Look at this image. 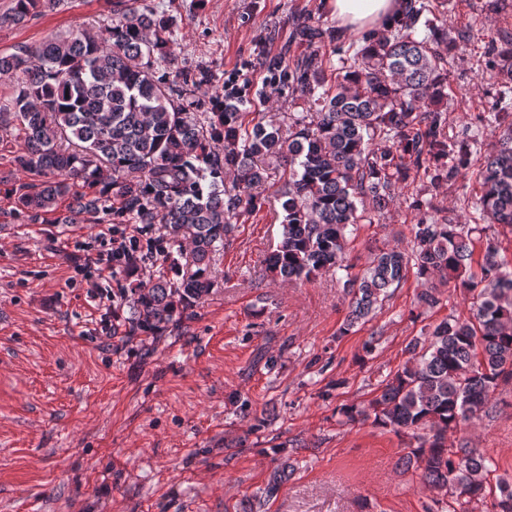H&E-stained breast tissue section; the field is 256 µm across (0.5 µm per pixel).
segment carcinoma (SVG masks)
Here are the masks:
<instances>
[{
  "label": "carcinoma",
  "mask_w": 512,
  "mask_h": 512,
  "mask_svg": "<svg viewBox=\"0 0 512 512\" xmlns=\"http://www.w3.org/2000/svg\"><path fill=\"white\" fill-rule=\"evenodd\" d=\"M63 2L13 0L0 24H24ZM111 2L107 26L0 53V78L13 89L0 108V133L21 140L14 164L38 177L15 188L17 216L36 223L55 213L54 223L77 224L99 214L147 231L159 224V252L185 259L176 280L160 275L145 283L129 274L122 297L133 331L160 336L177 324L176 314L210 294L216 254L238 220L264 205L255 189L273 161L288 167V178L279 193L281 236L266 265L282 281L347 269V235L381 216L396 190L419 181L452 186L476 163L480 219L512 228V38L486 51L499 89L478 120L495 125L499 136L478 159L475 136L448 133L440 102L448 98L451 55L437 49L470 40L473 26L448 35L429 17L428 0H408L387 33L364 37L340 59L332 80L322 50L343 36L308 15L292 20L303 56L286 64L259 48L270 75L317 105L291 115L286 131L248 111L244 96L218 93L198 118L199 92L214 82L213 72L155 67L172 56L177 17L138 0ZM226 174L233 176L228 186ZM64 199L68 209L59 214ZM414 207L410 248L380 249L361 275L346 279L353 298L343 331L373 318L410 273L424 285L420 305L438 306L441 288L451 284L471 296V312H452L413 338L404 366L366 404L337 414L410 435L415 444L401 465L416 467L426 485L449 495L448 512H471L472 502L487 498L495 463L448 444V434L489 412L492 394L512 380V258L483 238L480 225L437 217L433 199ZM498 489L490 512H512L509 485Z\"/></svg>",
  "instance_id": "cac0c4a2"
}]
</instances>
